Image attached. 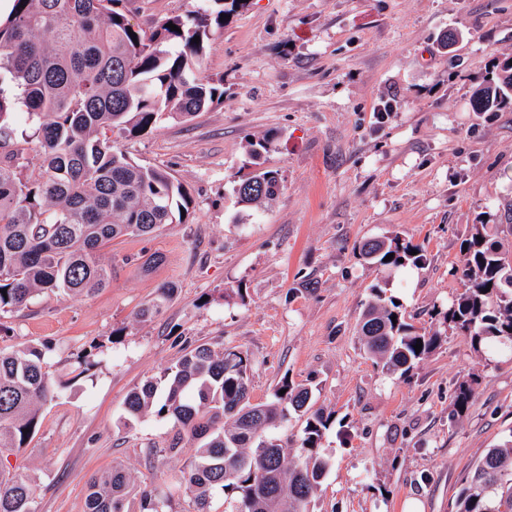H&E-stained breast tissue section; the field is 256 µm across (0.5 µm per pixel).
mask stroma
<instances>
[{
  "instance_id": "1",
  "label": "stroma",
  "mask_w": 512,
  "mask_h": 512,
  "mask_svg": "<svg viewBox=\"0 0 512 512\" xmlns=\"http://www.w3.org/2000/svg\"><path fill=\"white\" fill-rule=\"evenodd\" d=\"M207 0H130L132 23ZM457 42L441 49L443 34ZM512 57V0H248L211 40L198 78L224 97L187 122L115 136L134 160L173 174L194 204L187 221L105 249L112 283L90 295H35L0 315V348L44 345L55 396L26 448L0 471L31 479L36 512H83L90 480L121 463L140 484L173 490L190 448L156 459L168 419L125 418L135 387L208 342L247 353L250 395L281 379L309 386L334 415L322 440L332 459L310 512H455L485 453L512 434V350H474L448 333L407 375L364 351L358 323L373 285L387 283L409 323L440 330L463 288L460 244L471 225L512 250V102L476 112L474 91ZM274 137L251 163L246 146ZM279 172L277 196L238 204L254 167ZM389 232L419 245L424 265L396 273L361 260L357 245ZM164 261L151 271V253ZM175 289L157 314L140 310ZM89 356L82 371L78 359ZM475 380L465 415L453 392Z\"/></svg>"
}]
</instances>
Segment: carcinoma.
I'll use <instances>...</instances> for the list:
<instances>
[{"label": "carcinoma", "instance_id": "obj_1", "mask_svg": "<svg viewBox=\"0 0 512 512\" xmlns=\"http://www.w3.org/2000/svg\"><path fill=\"white\" fill-rule=\"evenodd\" d=\"M12 2L0 20V313L26 307L37 292L105 288L112 268L100 253L113 240L183 223L181 211L192 204L183 185L168 171L129 158L108 133L140 136L165 116L186 121L220 101L224 80L203 82L196 71L207 43L224 30L221 15L242 6L231 0L224 9V0H213L220 9L188 10L144 29L130 22L127 0ZM510 100L506 60L473 103L487 112ZM273 143L272 137L248 142V157L259 159ZM34 156L39 174L33 177ZM279 187L278 171L260 169L234 192L251 207ZM460 252L465 288L444 312V323L477 348L512 346V259L485 224L471 225ZM390 253L394 258L384 261ZM358 254L388 269L425 263L423 250L397 233L365 241ZM173 292L158 288L140 315H152ZM372 296L359 322L360 340L384 371L405 375L440 345L442 333L408 323L387 288L373 286ZM45 351L0 349V450L24 447L37 429L40 404L54 397ZM251 374L243 352L203 343L125 399L128 418L154 415L179 427L166 447L150 448L148 456L194 445V461L182 476L192 512H211L216 493L224 495V512H310L331 466L322 440L332 414L311 410V390L286 377L270 401L253 403ZM474 397L471 384L459 383L455 413H465ZM292 414L303 419L300 431L278 434ZM290 448L301 450L300 462L288 459ZM132 500L137 512L170 509L168 494L141 487L128 467L116 464L90 482L84 512H131ZM0 512H35L29 479L0 473ZM456 512H512V440L487 451L461 488Z\"/></svg>", "mask_w": 512, "mask_h": 512}]
</instances>
